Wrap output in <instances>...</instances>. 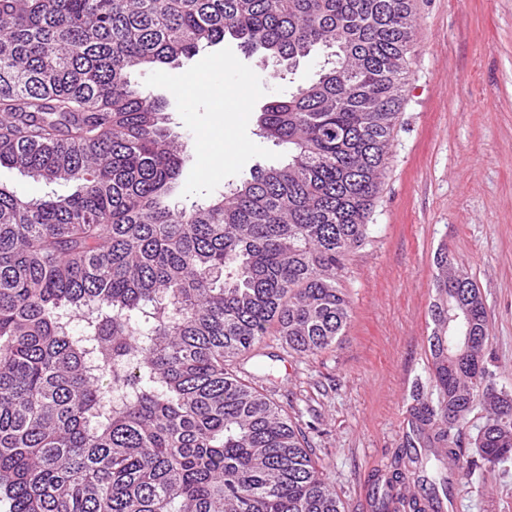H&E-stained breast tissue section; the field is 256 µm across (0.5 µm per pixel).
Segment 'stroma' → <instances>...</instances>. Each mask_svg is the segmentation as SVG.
Returning a JSON list of instances; mask_svg holds the SVG:
<instances>
[{
  "mask_svg": "<svg viewBox=\"0 0 512 512\" xmlns=\"http://www.w3.org/2000/svg\"><path fill=\"white\" fill-rule=\"evenodd\" d=\"M321 60L311 53L288 81L228 38L163 71L133 69L132 83L166 99V126L185 145L173 201L190 205L286 162L287 145L260 134V108ZM198 71L203 82L189 83ZM443 256L480 288L490 382L512 389V0H417L416 56L383 190L340 281L343 335L307 356L273 332L232 364L302 429L345 512H366L376 470L422 445L408 423L414 409L439 404L429 338ZM490 416L475 404L459 427L472 466L452 487L453 512H512V456L489 464L473 446Z\"/></svg>",
  "mask_w": 512,
  "mask_h": 512,
  "instance_id": "stroma-1",
  "label": "stroma"
}]
</instances>
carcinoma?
I'll return each instance as SVG.
<instances>
[{
	"instance_id": "cac0c4a2",
	"label": "carcinoma",
	"mask_w": 512,
	"mask_h": 512,
	"mask_svg": "<svg viewBox=\"0 0 512 512\" xmlns=\"http://www.w3.org/2000/svg\"><path fill=\"white\" fill-rule=\"evenodd\" d=\"M416 0H0V167L68 194L0 185V503L8 512H342L301 430L227 368L275 326L315 355L349 318L339 287L382 191L415 56ZM238 41L315 73L267 102L289 148L214 198L167 201L183 144L152 69ZM449 332L429 337L439 409L404 474L450 497L451 431L478 401L475 439L512 453V391L487 385V309L438 262ZM78 321L73 334L70 325Z\"/></svg>"
}]
</instances>
